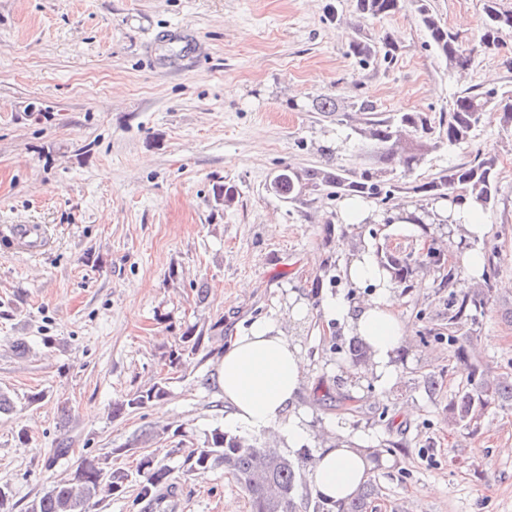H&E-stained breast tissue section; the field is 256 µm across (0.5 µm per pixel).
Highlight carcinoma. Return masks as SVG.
I'll return each instance as SVG.
<instances>
[{"instance_id":"carcinoma-1","label":"carcinoma","mask_w":512,"mask_h":512,"mask_svg":"<svg viewBox=\"0 0 512 512\" xmlns=\"http://www.w3.org/2000/svg\"><path fill=\"white\" fill-rule=\"evenodd\" d=\"M406 0H357L358 19L368 20L395 15L405 8ZM421 23L429 36V46L448 63L450 69H463L470 65V51L456 34L428 9L419 7ZM485 20L480 44L489 52L503 48L502 34L512 31V11L498 7L497 0H484ZM348 55L362 64L375 56V47L363 40H352L348 44ZM352 107L366 115L365 127L360 135L373 147L378 162L387 166H399L407 172L418 164L428 149V142L448 143L450 146L464 144L472 139L485 113L492 110L502 112L503 122L512 124V91L502 94L495 90L479 92L467 89L457 95L448 111L438 119H431L418 112H402L395 116L379 117L375 102L360 96ZM497 156L484 153L473 160L451 166L438 176L423 184L410 187L414 193L428 197L430 204H441L448 200L462 202L471 199L488 210L495 202L497 187L494 180ZM385 170H365L350 177L341 172L314 168L306 172V178L290 171L282 173L274 183L275 192L290 198L301 187L314 191L329 190L336 196L357 197L362 200L391 199L396 185L383 178ZM453 271H448V345L459 359L466 360V344L470 336H458L456 332L473 324L478 312L488 301V295L456 288ZM164 394L154 385L135 393L126 406L138 408ZM512 406V374L505 373L488 379L476 365L467 366L466 384L455 394L449 411L455 425L466 430L474 429L484 412L491 407ZM266 455L268 480L258 479L253 474L254 452ZM217 466L224 467L236 482L247 492L251 512H266L270 487H275L279 496V512H300L298 486L300 475L291 458L279 449L261 448L240 437L229 435L220 428L210 431L202 446L193 449L184 459L186 472L205 471ZM139 471L144 474L140 482L138 499H152L158 491L172 486V470L155 462L154 457L145 456L139 462ZM127 475L114 471L105 460L96 456L82 459L74 474L54 483L42 495L35 497L25 512H90L100 501L122 491ZM374 485L367 483L339 512H366L367 500L374 495Z\"/></svg>"}]
</instances>
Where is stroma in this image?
<instances>
[{
    "label": "stroma",
    "instance_id": "35a3bbf8",
    "mask_svg": "<svg viewBox=\"0 0 512 512\" xmlns=\"http://www.w3.org/2000/svg\"><path fill=\"white\" fill-rule=\"evenodd\" d=\"M427 2L472 47L468 69L449 71L411 5L358 27L356 0H0V225L48 234L37 254L0 248V390L15 404L0 415V485L19 512L87 455L128 475L92 512H250L224 468L181 464L223 426L215 362L259 317L286 318L307 362L311 438L289 452L300 475L336 426L383 451L367 512H512V410H489L473 431L448 420L466 379L448 346V271L464 238L446 224L419 235L344 224L339 197L273 190L287 170L375 167L358 96L385 116L436 117L463 89L512 90V32L500 52L478 47L484 0ZM354 38L398 51L365 66L347 53ZM325 95L337 111H313ZM488 151L498 193L477 247L497 266L469 333L495 376L512 372V127L488 113L470 144L430 151L409 180ZM224 183L238 193L222 206ZM365 243L410 265L395 290L409 337L389 387L354 363L341 328L288 319L303 298L356 300L342 270ZM155 385L162 397L120 410ZM147 454L175 477L149 503L135 498Z\"/></svg>",
    "mask_w": 512,
    "mask_h": 512
}]
</instances>
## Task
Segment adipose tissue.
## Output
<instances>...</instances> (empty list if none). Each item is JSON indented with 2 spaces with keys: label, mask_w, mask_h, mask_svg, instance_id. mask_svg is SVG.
<instances>
[{
  "label": "adipose tissue",
  "mask_w": 512,
  "mask_h": 512,
  "mask_svg": "<svg viewBox=\"0 0 512 512\" xmlns=\"http://www.w3.org/2000/svg\"><path fill=\"white\" fill-rule=\"evenodd\" d=\"M344 275L350 287L362 290V298L352 302L340 294L326 296L320 303L322 314L367 347L369 374L393 382V360L408 331L396 312L390 274L366 248L348 262ZM305 375V359L281 321L254 320L231 338L216 361L215 379L229 411V425L271 430L291 445L305 442L309 413L298 406ZM370 453L367 439L337 432L335 440L316 453L310 471L314 493L336 505L353 497L372 474Z\"/></svg>",
  "instance_id": "ef3b65f1"
}]
</instances>
